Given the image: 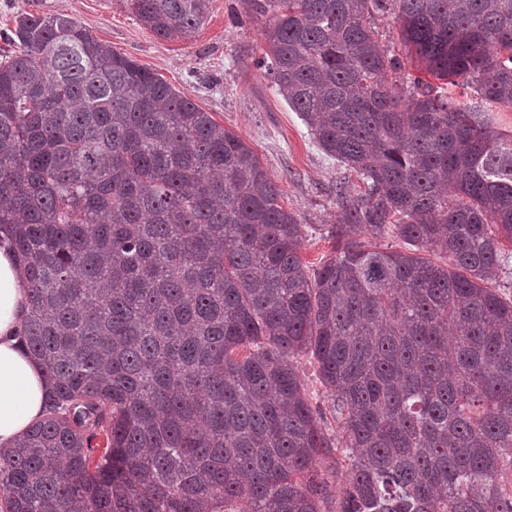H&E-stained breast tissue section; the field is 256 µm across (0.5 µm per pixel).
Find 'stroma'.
<instances>
[{
    "mask_svg": "<svg viewBox=\"0 0 512 512\" xmlns=\"http://www.w3.org/2000/svg\"><path fill=\"white\" fill-rule=\"evenodd\" d=\"M22 13L70 16L183 91L258 155L283 193V206L307 227L303 262L313 268L330 254L333 243L327 231L338 215L336 185L348 183L357 193L362 181L325 154L263 67V31L270 17L249 16L243 0H210L199 31L185 40H164L139 24L127 0H0V34L13 29ZM374 15L381 44L401 63L388 72V81L399 94H408L425 74L397 34L393 9L379 8Z\"/></svg>",
    "mask_w": 512,
    "mask_h": 512,
    "instance_id": "1",
    "label": "stroma"
}]
</instances>
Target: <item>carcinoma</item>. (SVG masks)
Masks as SVG:
<instances>
[{
  "instance_id": "1",
  "label": "carcinoma",
  "mask_w": 512,
  "mask_h": 512,
  "mask_svg": "<svg viewBox=\"0 0 512 512\" xmlns=\"http://www.w3.org/2000/svg\"><path fill=\"white\" fill-rule=\"evenodd\" d=\"M188 39L209 0H128ZM336 185L333 254L238 135L64 14L0 55V224L44 418L0 449V512H512V0H393L442 82L386 80L380 0H243ZM397 238L401 251L362 235ZM437 248L448 263L422 252ZM307 357L342 435L300 378ZM348 463L346 486L319 460ZM452 93H457V98H460L459 92L462 91L460 88H451ZM464 97L460 98L464 103L471 105H481L482 108L487 112H482L484 119H487L489 123L497 130L501 132H512V109L507 107L490 108L487 107L479 98V96L473 91L467 89Z\"/></svg>"
}]
</instances>
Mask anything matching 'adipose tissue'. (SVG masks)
Listing matches in <instances>:
<instances>
[{"mask_svg": "<svg viewBox=\"0 0 512 512\" xmlns=\"http://www.w3.org/2000/svg\"><path fill=\"white\" fill-rule=\"evenodd\" d=\"M27 288L13 258L12 228L0 225V446H10L45 411L40 364L19 342Z\"/></svg>", "mask_w": 512, "mask_h": 512, "instance_id": "1", "label": "adipose tissue"}]
</instances>
